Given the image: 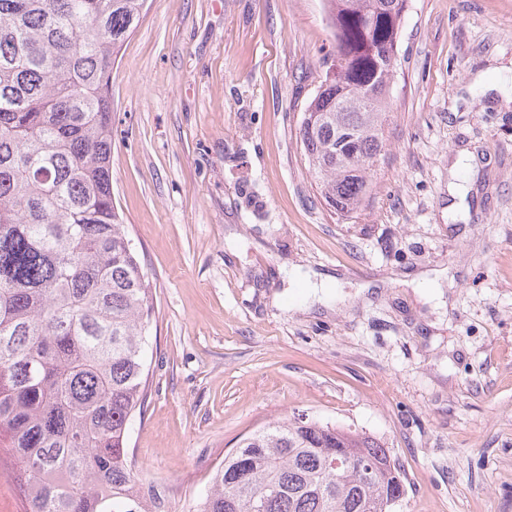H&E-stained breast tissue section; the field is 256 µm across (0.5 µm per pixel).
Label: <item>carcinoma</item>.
<instances>
[{
  "instance_id": "obj_1",
  "label": "carcinoma",
  "mask_w": 512,
  "mask_h": 512,
  "mask_svg": "<svg viewBox=\"0 0 512 512\" xmlns=\"http://www.w3.org/2000/svg\"><path fill=\"white\" fill-rule=\"evenodd\" d=\"M147 0H0V449L26 512H153L130 426L148 397L152 284L112 200V64ZM332 76L299 128L340 216L385 149L407 0H325ZM355 457L374 467L357 486ZM404 484L376 438L301 415L242 439L195 512H392Z\"/></svg>"
}]
</instances>
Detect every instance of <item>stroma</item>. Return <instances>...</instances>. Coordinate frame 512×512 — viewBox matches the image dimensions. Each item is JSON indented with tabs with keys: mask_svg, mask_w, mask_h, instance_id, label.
<instances>
[{
	"mask_svg": "<svg viewBox=\"0 0 512 512\" xmlns=\"http://www.w3.org/2000/svg\"><path fill=\"white\" fill-rule=\"evenodd\" d=\"M146 8L112 68V195L155 294L133 468L193 512L243 437L299 413L385 443L393 512H512V0H409L346 218L299 138L323 0Z\"/></svg>",
	"mask_w": 512,
	"mask_h": 512,
	"instance_id": "35a3bbf8",
	"label": "stroma"
}]
</instances>
